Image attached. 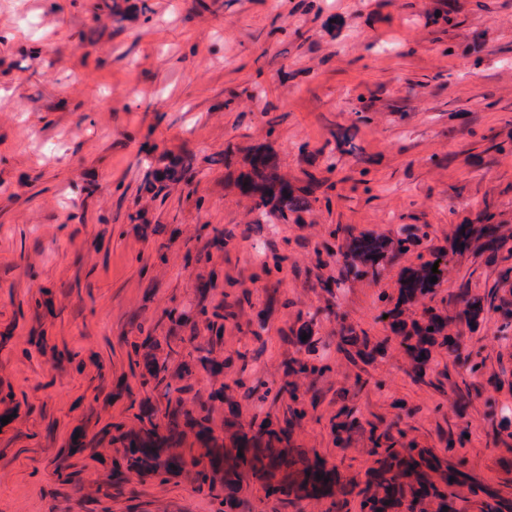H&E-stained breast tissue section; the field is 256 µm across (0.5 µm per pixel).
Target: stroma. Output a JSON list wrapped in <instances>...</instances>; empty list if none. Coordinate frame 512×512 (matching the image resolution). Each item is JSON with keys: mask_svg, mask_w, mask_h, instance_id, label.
Listing matches in <instances>:
<instances>
[{"mask_svg": "<svg viewBox=\"0 0 512 512\" xmlns=\"http://www.w3.org/2000/svg\"><path fill=\"white\" fill-rule=\"evenodd\" d=\"M93 2L0 0V334L9 338L0 387L24 408L0 431V512H215L190 475L134 478L108 500L98 458L73 457V483L55 473L75 427L134 426L131 402L143 389L100 396L130 376L126 339L151 329L154 311L188 306L209 277L211 304L231 305L246 289L251 306L243 324L224 323L223 374L193 376L186 402L220 386L241 421L282 414L286 400L250 389L281 383L292 351L281 335L316 313L330 369L313 384L321 399L292 447L335 464L352 485L372 464L371 443L358 433L337 445L330 419L342 407L364 421H399L441 454L460 421L468 436L456 453L511 502L512 441L493 444L489 432L512 417V327L492 313L465 333L480 393L460 420V368L447 351L414 380L378 319L398 268L348 281L334 297L317 282L340 275L324 250L340 224L378 234L428 225L418 253L447 245L486 209L512 234V0H132L136 15L120 23L93 15ZM258 145L289 178L323 179L304 223L254 231L248 201L225 188L226 147ZM165 151L193 156L194 167L154 199L139 187ZM146 224L161 230L144 235ZM206 226L236 237L209 261L186 262V241ZM276 253L281 269L265 277ZM500 272L472 255L454 259L439 296L487 295ZM44 289L54 311L38 316ZM273 293L281 303L253 336L246 322ZM331 305L386 340L385 356L366 365L333 348ZM34 334L44 348L30 345ZM56 346L79 353L85 370L56 366ZM358 376L367 385L356 391Z\"/></svg>", "mask_w": 512, "mask_h": 512, "instance_id": "35a3bbf8", "label": "stroma"}]
</instances>
